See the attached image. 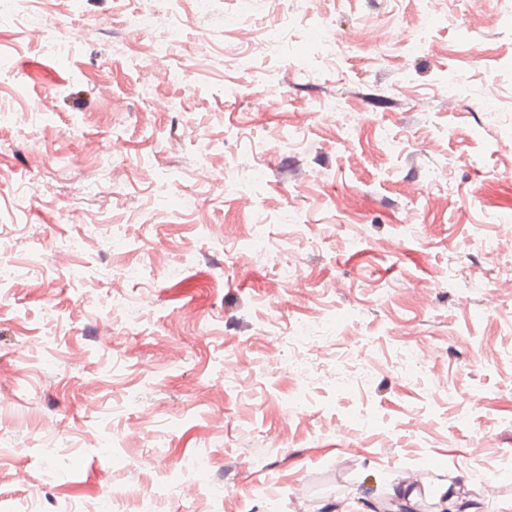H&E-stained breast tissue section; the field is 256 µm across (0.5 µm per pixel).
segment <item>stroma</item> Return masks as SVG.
<instances>
[{
  "instance_id": "1",
  "label": "stroma",
  "mask_w": 512,
  "mask_h": 512,
  "mask_svg": "<svg viewBox=\"0 0 512 512\" xmlns=\"http://www.w3.org/2000/svg\"><path fill=\"white\" fill-rule=\"evenodd\" d=\"M140 7L0 14V512H512V0Z\"/></svg>"
}]
</instances>
